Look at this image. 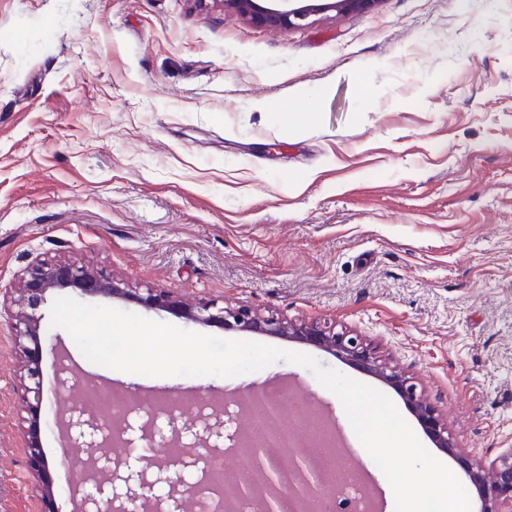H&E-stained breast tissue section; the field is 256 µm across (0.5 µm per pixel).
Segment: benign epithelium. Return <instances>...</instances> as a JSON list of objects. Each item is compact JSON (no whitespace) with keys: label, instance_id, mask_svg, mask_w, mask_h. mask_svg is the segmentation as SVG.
<instances>
[{"label":"benign epithelium","instance_id":"benign-epithelium-1","mask_svg":"<svg viewBox=\"0 0 512 512\" xmlns=\"http://www.w3.org/2000/svg\"><path fill=\"white\" fill-rule=\"evenodd\" d=\"M227 5L247 20L276 28L300 27L312 13L322 9L345 13L352 10H367L380 0H333L320 8L309 6L293 7L292 0H278L269 7L261 0H213ZM77 290L84 295L104 298L132 299L147 309L161 310L180 316L193 323L218 324L226 329L242 332H258L279 336L321 348L373 374L385 384L396 389L408 406L419 417L437 447L452 451L447 424L440 418L436 408L423 394L417 392L410 378L390 367L369 348L359 336L336 327L318 322H297L275 314L265 315L246 307L218 305L213 300H201L194 305L184 304L168 288L155 286H131L122 279L106 276L93 267L75 261L61 260L54 263L36 261L21 278L16 295L11 297L15 310L11 313L15 337L23 354L24 375L17 388L19 398L30 412L29 427L25 431V444L28 448L26 465L37 475L34 491L44 507L42 512H54V482L52 465L42 452L37 431V413L42 402L40 377L41 315L39 310L46 301L47 294L56 290ZM64 437L61 448L65 458L77 453L81 448H107L110 444L132 443L125 437L127 431L138 430L140 439L153 443L161 440L170 448H189L197 454L209 457L210 464L202 471L207 476L214 470L217 455L213 451L220 443L231 441L230 448H236L235 435L224 432V411L211 409L190 422H183L170 411L155 408L146 412V419L138 427L131 425L123 431L108 433L102 418L84 405L74 406L69 417L60 422ZM288 473H283L276 460V451L271 448H255L248 458L254 480L241 484L235 479L228 483L239 497H247L257 502L259 512H280V502L284 496L294 494L299 498L312 499L323 496L326 489L321 487V477L312 468L303 452L289 458ZM466 474L476 488L483 502L482 512H512V449L499 457L492 471L485 470L479 460H467ZM202 481L191 482L181 474L167 480L166 496L156 500V512L168 502L169 512H181L187 500L196 496ZM148 496L134 489L127 491L125 499L112 505L111 512H141Z\"/></svg>","mask_w":512,"mask_h":512}]
</instances>
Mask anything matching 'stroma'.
Masks as SVG:
<instances>
[{
    "mask_svg": "<svg viewBox=\"0 0 512 512\" xmlns=\"http://www.w3.org/2000/svg\"><path fill=\"white\" fill-rule=\"evenodd\" d=\"M69 259L186 301L213 299L362 337L448 422L454 453L394 389L285 338L112 307L308 354L384 393L424 447L463 462L512 449V0H380L272 29L196 0H0V289ZM41 309L40 444L55 512L81 468L154 479L159 448L62 459L70 395L127 386L181 406L288 380L297 434L329 418L378 512L391 486L339 398L277 361L235 377H146L88 361ZM21 357L0 313V512H40L25 461Z\"/></svg>",
    "mask_w": 512,
    "mask_h": 512,
    "instance_id": "obj_1",
    "label": "stroma"
}]
</instances>
